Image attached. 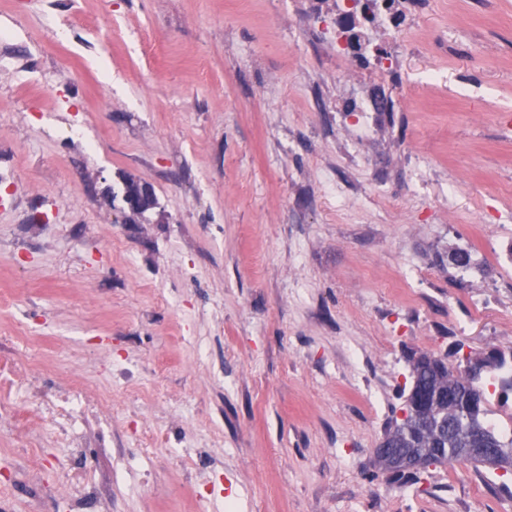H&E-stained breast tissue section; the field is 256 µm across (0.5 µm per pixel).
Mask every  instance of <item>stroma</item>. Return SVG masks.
<instances>
[{"label":"stroma","instance_id":"35a3bbf8","mask_svg":"<svg viewBox=\"0 0 512 512\" xmlns=\"http://www.w3.org/2000/svg\"><path fill=\"white\" fill-rule=\"evenodd\" d=\"M415 3L354 150L306 0H0V512H512L371 465L406 349L512 352V0Z\"/></svg>","mask_w":512,"mask_h":512}]
</instances>
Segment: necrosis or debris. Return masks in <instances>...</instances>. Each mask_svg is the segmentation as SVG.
I'll return each mask as SVG.
<instances>
[{
  "mask_svg": "<svg viewBox=\"0 0 512 512\" xmlns=\"http://www.w3.org/2000/svg\"><path fill=\"white\" fill-rule=\"evenodd\" d=\"M335 8L323 20L322 35L336 58L333 79L347 92L336 102L343 116L353 119L358 140L369 138L395 101L385 84L397 69L399 57L393 51L401 40L400 27L410 15L411 0H334ZM378 33L384 47L375 56L366 55L363 44Z\"/></svg>",
  "mask_w": 512,
  "mask_h": 512,
  "instance_id": "obj_1",
  "label": "necrosis or debris"
}]
</instances>
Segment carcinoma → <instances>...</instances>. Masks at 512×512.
I'll use <instances>...</instances> for the list:
<instances>
[{"label": "carcinoma", "instance_id": "obj_1", "mask_svg": "<svg viewBox=\"0 0 512 512\" xmlns=\"http://www.w3.org/2000/svg\"><path fill=\"white\" fill-rule=\"evenodd\" d=\"M406 361L410 367V386L400 392L404 398V418L393 416L387 421L382 441L392 448L413 452L418 464L406 467L374 462L390 482L398 485L419 483L422 473L431 468L455 466L459 463L456 448L477 447L475 437L457 426V422L467 414L478 418L484 426L489 423L488 398L482 388L484 378L495 379L501 397L512 392V377L500 374L512 362V353L492 350L483 357L469 356L463 366L454 368L445 356L411 349ZM424 392L438 396V400L430 404L421 402Z\"/></svg>", "mask_w": 512, "mask_h": 512}]
</instances>
